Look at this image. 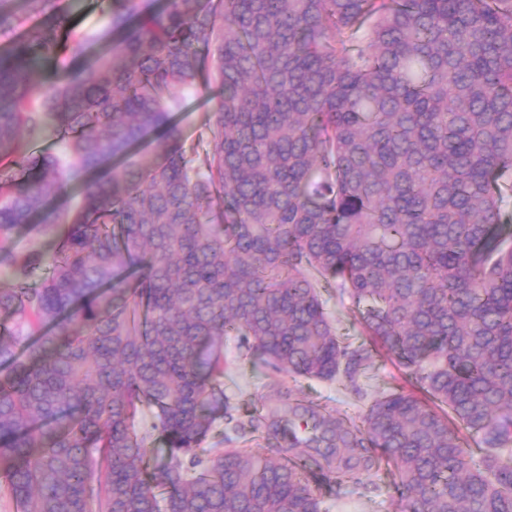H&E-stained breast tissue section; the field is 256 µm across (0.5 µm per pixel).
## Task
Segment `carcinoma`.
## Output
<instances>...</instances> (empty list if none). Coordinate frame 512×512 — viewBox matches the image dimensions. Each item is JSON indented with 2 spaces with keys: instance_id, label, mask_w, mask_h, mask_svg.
<instances>
[{
  "instance_id": "obj_1",
  "label": "carcinoma",
  "mask_w": 512,
  "mask_h": 512,
  "mask_svg": "<svg viewBox=\"0 0 512 512\" xmlns=\"http://www.w3.org/2000/svg\"><path fill=\"white\" fill-rule=\"evenodd\" d=\"M13 2L0 485L19 512H323L312 482L383 466L403 512H512V0H108L78 35L53 0ZM212 83L194 141L176 115ZM48 131L58 152L35 153ZM232 334L355 389L384 352L405 384L359 416L289 389L238 424L287 459L207 448ZM323 297L327 301L328 311L338 331L348 335L354 347L364 342L367 343L368 336L363 334L362 327L359 325L356 313L350 303L348 301L344 304L340 303L333 293L324 292Z\"/></svg>"
}]
</instances>
